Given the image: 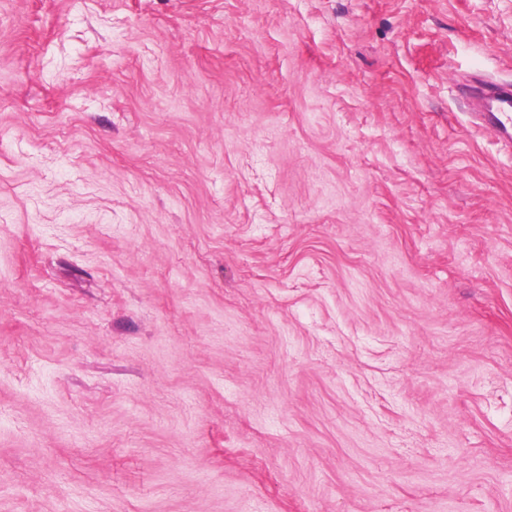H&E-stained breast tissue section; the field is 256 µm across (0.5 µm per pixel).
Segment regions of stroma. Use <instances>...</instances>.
<instances>
[{"mask_svg":"<svg viewBox=\"0 0 512 512\" xmlns=\"http://www.w3.org/2000/svg\"><path fill=\"white\" fill-rule=\"evenodd\" d=\"M512 0H0V512H512ZM484 95L483 111L477 113L478 117L488 126L496 128L500 133L508 135L512 121V86L502 85L488 88ZM510 120L507 126L503 120Z\"/></svg>","mask_w":512,"mask_h":512,"instance_id":"stroma-1","label":"stroma"}]
</instances>
